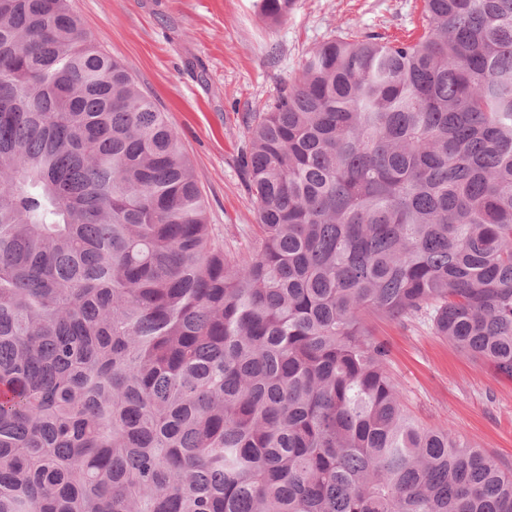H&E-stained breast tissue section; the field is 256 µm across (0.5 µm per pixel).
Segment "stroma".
<instances>
[{
    "instance_id": "35a3bbf8",
    "label": "stroma",
    "mask_w": 512,
    "mask_h": 512,
    "mask_svg": "<svg viewBox=\"0 0 512 512\" xmlns=\"http://www.w3.org/2000/svg\"><path fill=\"white\" fill-rule=\"evenodd\" d=\"M254 0H71L100 48L118 60L178 132L209 221L242 250L256 209L244 182L246 118L265 111L306 53L356 33L418 32L423 0H296L269 25ZM370 334L390 348L388 372L406 412L444 426L512 470V380L459 352L430 323L378 315Z\"/></svg>"
}]
</instances>
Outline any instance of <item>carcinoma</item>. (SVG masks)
I'll return each mask as SVG.
<instances>
[{"instance_id": "carcinoma-1", "label": "carcinoma", "mask_w": 512, "mask_h": 512, "mask_svg": "<svg viewBox=\"0 0 512 512\" xmlns=\"http://www.w3.org/2000/svg\"><path fill=\"white\" fill-rule=\"evenodd\" d=\"M423 13L250 119L241 252L70 0H0V512H512L364 321L423 313L512 378V0Z\"/></svg>"}]
</instances>
